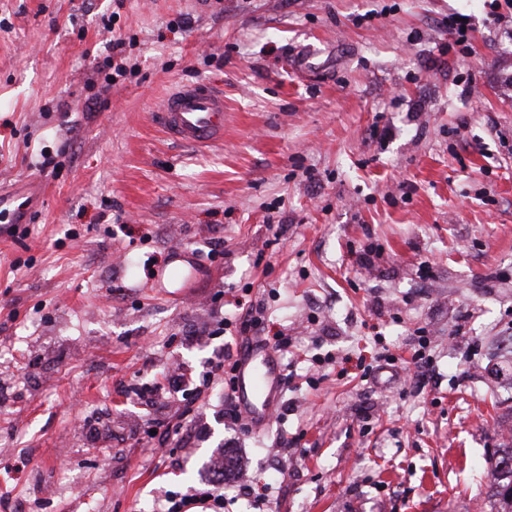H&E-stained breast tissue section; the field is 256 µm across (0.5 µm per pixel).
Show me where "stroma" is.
Returning <instances> with one entry per match:
<instances>
[{
  "instance_id": "1",
  "label": "stroma",
  "mask_w": 512,
  "mask_h": 512,
  "mask_svg": "<svg viewBox=\"0 0 512 512\" xmlns=\"http://www.w3.org/2000/svg\"><path fill=\"white\" fill-rule=\"evenodd\" d=\"M452 13L471 20L468 54L448 47ZM115 35L136 70L101 95ZM192 82L223 92V141L153 124ZM30 180L45 192L26 236L0 238V512H160L220 455L231 512H496L512 0H0V190ZM213 240L189 288L146 287V258ZM245 287L291 339L277 414L244 435L202 406L155 447L161 412L127 387L259 343L188 339ZM420 329L429 383L356 369ZM246 484L266 487L261 510Z\"/></svg>"
}]
</instances>
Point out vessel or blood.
<instances>
[{
    "instance_id": "1",
    "label": "vessel or blood",
    "mask_w": 512,
    "mask_h": 512,
    "mask_svg": "<svg viewBox=\"0 0 512 512\" xmlns=\"http://www.w3.org/2000/svg\"><path fill=\"white\" fill-rule=\"evenodd\" d=\"M152 118L179 143L208 145L224 137V94L204 82L182 85L161 101ZM180 256V251H173L171 259L157 270L151 287L185 286L194 269L180 263ZM280 380V360L271 347L255 345L243 351L233 395L252 430L260 432L268 425Z\"/></svg>"
}]
</instances>
